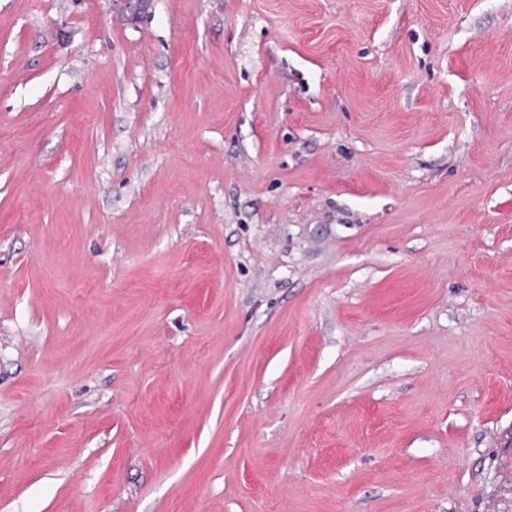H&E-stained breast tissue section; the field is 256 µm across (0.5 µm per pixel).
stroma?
I'll return each instance as SVG.
<instances>
[{"label":"stroma","instance_id":"obj_1","mask_svg":"<svg viewBox=\"0 0 512 512\" xmlns=\"http://www.w3.org/2000/svg\"><path fill=\"white\" fill-rule=\"evenodd\" d=\"M0 512H512V0H0Z\"/></svg>","mask_w":512,"mask_h":512}]
</instances>
